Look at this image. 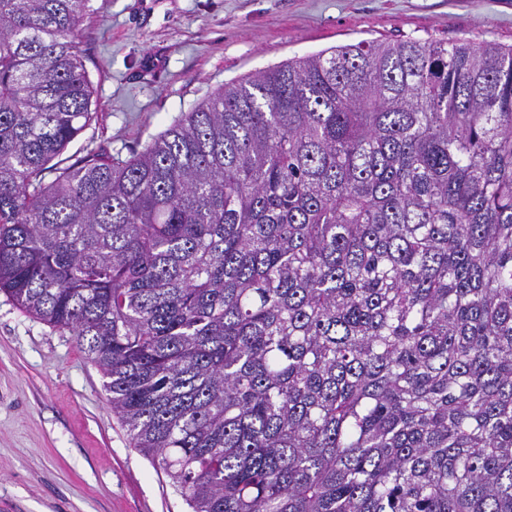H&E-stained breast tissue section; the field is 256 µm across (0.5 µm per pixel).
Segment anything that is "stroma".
I'll use <instances>...</instances> for the list:
<instances>
[{"instance_id": "35a3bbf8", "label": "stroma", "mask_w": 512, "mask_h": 512, "mask_svg": "<svg viewBox=\"0 0 512 512\" xmlns=\"http://www.w3.org/2000/svg\"><path fill=\"white\" fill-rule=\"evenodd\" d=\"M97 116L69 145L129 156L224 83L363 40L512 46V0H90ZM69 332L0 292V512H190Z\"/></svg>"}]
</instances>
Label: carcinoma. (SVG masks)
I'll return each mask as SVG.
<instances>
[{
	"label": "carcinoma",
	"instance_id": "obj_1",
	"mask_svg": "<svg viewBox=\"0 0 512 512\" xmlns=\"http://www.w3.org/2000/svg\"><path fill=\"white\" fill-rule=\"evenodd\" d=\"M89 2L0 0V291L192 512H512V47L361 41L68 164Z\"/></svg>",
	"mask_w": 512,
	"mask_h": 512
}]
</instances>
